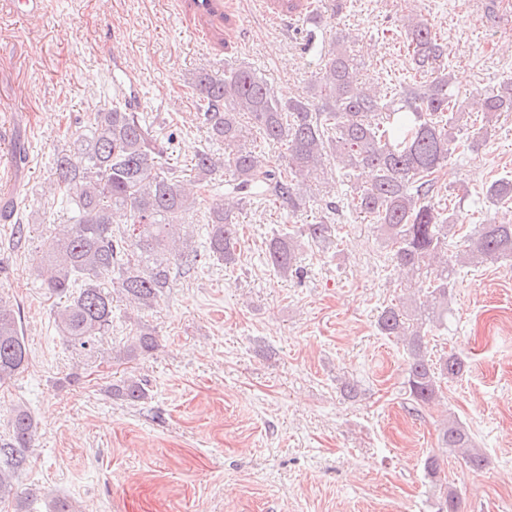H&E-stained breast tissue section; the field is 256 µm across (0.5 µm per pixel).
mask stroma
Segmentation results:
<instances>
[{
    "instance_id": "stroma-1",
    "label": "stroma",
    "mask_w": 512,
    "mask_h": 512,
    "mask_svg": "<svg viewBox=\"0 0 512 512\" xmlns=\"http://www.w3.org/2000/svg\"><path fill=\"white\" fill-rule=\"evenodd\" d=\"M324 15L315 29L282 23L285 0H224L226 22L193 35L178 0H47L44 12L14 13L0 0V117L12 115L11 142L23 149L12 197L30 222L10 244L0 221V299L18 306L29 349L27 369L0 386V435L16 408L37 426L19 487L28 512L52 499L76 512H434L422 460H445L461 512H512V259L457 269L448 320L426 338L431 359L459 358L460 376L439 397L412 410L403 389L407 355L381 335L384 308L427 288L394 266L373 225L347 207L351 182L302 187L306 206L239 203L223 191L201 201L187 230L206 240L201 214L227 201L239 224L233 265L211 260L194 274L170 266V286L152 308L112 301V329L97 354L77 356L58 332L55 299L36 276L42 236L65 216L47 203L51 161L66 122L103 109L112 94V60L140 81L141 111L153 133L171 140L172 162L188 169L208 133L195 109L191 79L238 64L261 72L278 96L306 95L321 46L344 40L373 85L400 77L423 83L403 45L415 13L448 46L453 91L471 113L438 173L440 196L465 190L463 233L449 256L467 250L482 225L512 213L482 191L512 175V114L484 128V95L512 78V0H312ZM314 31V50L304 48ZM340 204L330 240L305 238L328 200ZM303 237L299 275L274 273L268 240ZM158 347L126 360L119 353L138 327ZM149 382L130 404L109 395L129 376ZM455 415L488 458L470 470L442 447Z\"/></svg>"
}]
</instances>
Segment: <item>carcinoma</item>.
Instances as JSON below:
<instances>
[{
  "instance_id": "1",
  "label": "carcinoma",
  "mask_w": 512,
  "mask_h": 512,
  "mask_svg": "<svg viewBox=\"0 0 512 512\" xmlns=\"http://www.w3.org/2000/svg\"><path fill=\"white\" fill-rule=\"evenodd\" d=\"M404 40L417 70L430 76L423 85L392 82L375 88L358 82L361 62L345 46L320 49L313 73V97L280 99L268 82L249 66H238L218 77L198 70L191 85L200 119L209 138L230 149L226 156L204 146L187 178L168 162L167 149L151 134L143 116L118 101L78 126H66L64 147L55 152L51 170L55 197L66 223L44 237L37 278L40 287L62 300L56 326L70 346L95 354L97 339L112 327V286L140 308L151 307L170 284V239L193 211L199 195L211 191L229 171V190L251 203L273 202L295 213L306 204L303 179L334 161L342 176L369 170L372 181L356 185L351 206L376 225L390 259L413 273L430 274L425 300L389 307L378 319L380 332L399 341L407 353L405 395L417 410L438 397L441 384L457 378L461 361L427 356L426 336L448 313L454 269L448 265V238L462 228L461 211L435 201L436 173L447 161L450 145L463 128L465 112L452 92L453 80L444 64L448 48L424 19L404 26ZM486 118L512 112V81L485 95ZM248 121L263 139L286 146L277 165L238 145L242 122ZM490 199L512 204V179L499 178L486 188ZM126 220L120 228L115 212ZM208 253L194 248L179 254L184 273L191 274L207 259L231 265L236 261V221L221 203H211L204 216ZM332 218L311 224L316 242L332 236ZM300 242L294 233L273 238L267 262L282 277L299 273ZM512 258V224H485L471 240L463 262ZM153 332L137 328L127 345V358L155 351ZM28 347L20 309L0 300V386L28 365ZM112 395L131 403L147 399L142 380L128 377L112 387ZM36 425L19 405L0 438V501L20 499L17 473L24 451L33 447ZM442 444L463 454L472 469L487 465L466 427L455 417L442 428ZM424 471L434 488L436 512H459L458 497L441 476V460L432 455Z\"/></svg>"
}]
</instances>
